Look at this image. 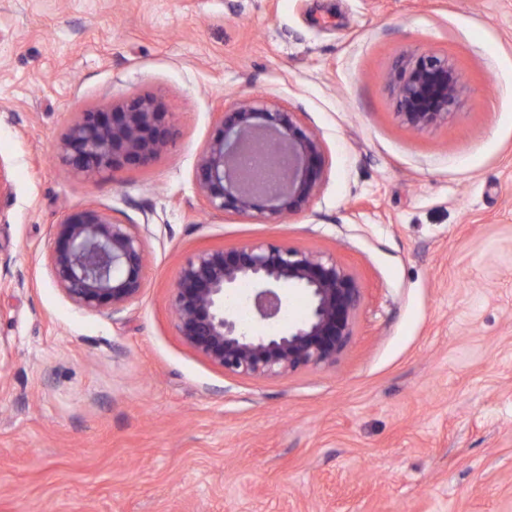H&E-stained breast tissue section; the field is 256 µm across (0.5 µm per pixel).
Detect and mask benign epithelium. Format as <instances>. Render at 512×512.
Masks as SVG:
<instances>
[{
	"instance_id": "benign-epithelium-1",
	"label": "benign epithelium",
	"mask_w": 512,
	"mask_h": 512,
	"mask_svg": "<svg viewBox=\"0 0 512 512\" xmlns=\"http://www.w3.org/2000/svg\"><path fill=\"white\" fill-rule=\"evenodd\" d=\"M459 72L448 57L422 54L403 61L390 76L399 93V117L416 130L448 120L460 97ZM171 115L158 99L132 96L110 110L82 113L62 138L59 153L68 172L94 177L139 170L173 139ZM272 145L288 156L281 184L271 192L243 167L254 150ZM319 137L297 113L247 97L221 113L199 155L194 181L213 214L271 222L307 211L323 177ZM144 240L135 224L84 206L56 225L48 267L57 287L76 307L122 313L144 288ZM246 281L254 320L272 326L248 332L224 305ZM304 293L305 318L278 327L286 291ZM361 285L336 258L282 243H245L202 250L182 264L171 296L179 336L224 374L278 378L336 362L353 336Z\"/></svg>"
}]
</instances>
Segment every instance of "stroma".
Returning <instances> with one entry per match:
<instances>
[{"mask_svg": "<svg viewBox=\"0 0 512 512\" xmlns=\"http://www.w3.org/2000/svg\"><path fill=\"white\" fill-rule=\"evenodd\" d=\"M426 52L466 85L403 124L385 75ZM157 97L146 167L67 173L90 109ZM321 139L311 207L210 214L196 160L243 96ZM0 512H512V0H0ZM137 225L144 290L72 305L47 266L66 210ZM284 242L359 277L335 364L225 375L177 333L196 251Z\"/></svg>", "mask_w": 512, "mask_h": 512, "instance_id": "35a3bbf8", "label": "stroma"}]
</instances>
